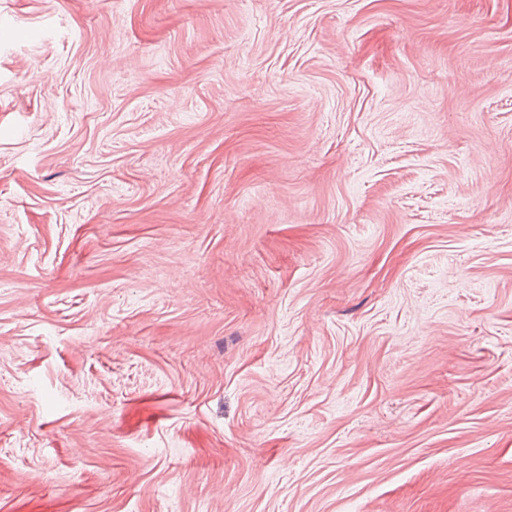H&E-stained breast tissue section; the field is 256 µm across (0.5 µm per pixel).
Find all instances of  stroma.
<instances>
[{
	"label": "stroma",
	"mask_w": 512,
	"mask_h": 512,
	"mask_svg": "<svg viewBox=\"0 0 512 512\" xmlns=\"http://www.w3.org/2000/svg\"><path fill=\"white\" fill-rule=\"evenodd\" d=\"M0 512H512V0H0Z\"/></svg>",
	"instance_id": "1"
}]
</instances>
